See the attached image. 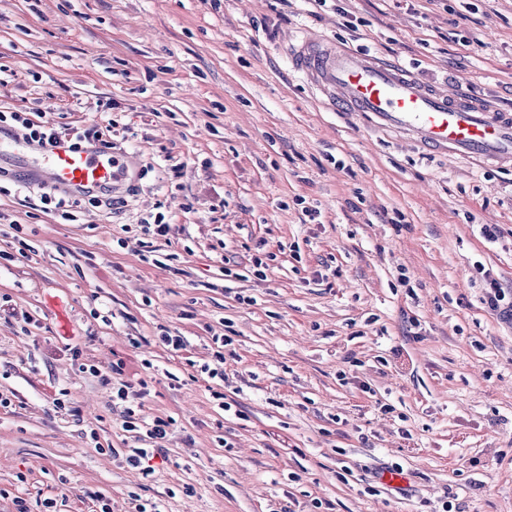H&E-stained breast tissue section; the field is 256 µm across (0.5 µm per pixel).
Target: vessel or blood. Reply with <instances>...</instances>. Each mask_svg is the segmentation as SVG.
<instances>
[{
    "mask_svg": "<svg viewBox=\"0 0 512 512\" xmlns=\"http://www.w3.org/2000/svg\"><path fill=\"white\" fill-rule=\"evenodd\" d=\"M294 70L330 103L367 122L409 135L430 149L512 164V115L462 97L450 84L428 86L396 63H383L315 33H304L291 56ZM128 157L102 145L45 146L27 176L42 186L82 196L120 190L130 179Z\"/></svg>",
    "mask_w": 512,
    "mask_h": 512,
    "instance_id": "1",
    "label": "vessel or blood"
}]
</instances>
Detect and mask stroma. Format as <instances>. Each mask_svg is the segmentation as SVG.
Masks as SVG:
<instances>
[{
  "label": "stroma",
  "instance_id": "obj_1",
  "mask_svg": "<svg viewBox=\"0 0 512 512\" xmlns=\"http://www.w3.org/2000/svg\"><path fill=\"white\" fill-rule=\"evenodd\" d=\"M306 31L512 110V0H0V111L140 169L70 222L0 155V512H512V168L330 111ZM116 365L172 422L146 480ZM10 118L15 122L21 123L24 128L30 130L29 137L32 140H45L48 142L65 140L69 142L70 145H79V143L84 140L100 137L97 130L93 131V129L78 126H72L64 128L63 131H58L55 124L50 121H40L35 124L32 120L23 117L17 112L10 113Z\"/></svg>",
  "mask_w": 512,
  "mask_h": 512
}]
</instances>
